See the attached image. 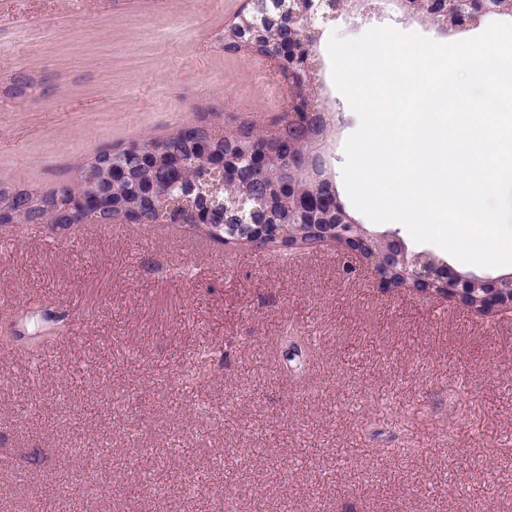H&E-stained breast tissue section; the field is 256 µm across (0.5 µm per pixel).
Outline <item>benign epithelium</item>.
Here are the masks:
<instances>
[{
    "label": "benign epithelium",
    "instance_id": "benign-epithelium-1",
    "mask_svg": "<svg viewBox=\"0 0 512 512\" xmlns=\"http://www.w3.org/2000/svg\"><path fill=\"white\" fill-rule=\"evenodd\" d=\"M311 7L307 13V27L312 29L315 23H326L350 10L346 0H310ZM443 8L439 21L451 28H459L475 16L501 14L502 0H441ZM275 70L288 68V85L296 89L308 83L310 73L305 63L289 61L285 52L273 46L267 54L261 56ZM303 98L291 95L286 101V109L272 123V132L254 131L257 145L248 156V161L255 167L264 166L269 160L265 146L267 136L283 137L290 143L310 145L300 152L288 156V208L309 215L336 214L338 223L312 225V235L301 239L297 236V227L292 224H226L224 241L245 240L267 246L271 238L279 243L275 247L291 251L302 245L317 242H334L369 266L378 278L381 288H410L418 294L454 300L464 306L471 288L481 289L482 295L474 309L481 312L493 310L512 311V274H505L495 280H486L471 273H458L448 270L446 264L423 253H410L406 243L393 234H374L356 222L338 199V194L331 176L327 173L325 162L317 145L322 137L310 130L313 117L326 125L324 113L313 114L301 112ZM213 136L199 139L197 151L206 160L205 176L218 173L227 175L224 161L209 160ZM103 167L100 161H93L84 167L82 177L94 186L90 195L77 187L74 190L75 204L70 206L68 216L72 220L86 215L88 219L100 221L99 211L103 208L102 199L112 193V185L125 180L130 168L116 162L106 166L107 174L100 178L98 169ZM271 202V191L258 189L249 193L234 194L227 200L212 198V206L202 210L188 211L187 226L199 227L205 231L215 230L211 225L213 210L220 207L228 211L254 213L265 208Z\"/></svg>",
    "mask_w": 512,
    "mask_h": 512
}]
</instances>
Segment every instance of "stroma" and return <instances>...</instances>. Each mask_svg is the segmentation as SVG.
Wrapping results in <instances>:
<instances>
[{
	"mask_svg": "<svg viewBox=\"0 0 512 512\" xmlns=\"http://www.w3.org/2000/svg\"><path fill=\"white\" fill-rule=\"evenodd\" d=\"M243 0H0V188L107 149L283 109L218 42ZM474 36L395 4L320 25L341 180L357 115L331 34ZM29 84L17 90L18 77ZM44 419L29 425L27 409ZM99 448L108 495L58 483ZM194 476L192 497L153 494ZM512 512V314L377 287L333 244L222 245L181 224H0V512Z\"/></svg>",
	"mask_w": 512,
	"mask_h": 512,
	"instance_id": "35a3bbf8",
	"label": "stroma"
}]
</instances>
